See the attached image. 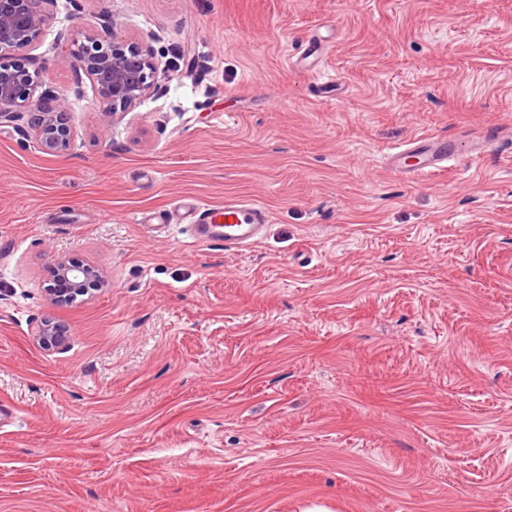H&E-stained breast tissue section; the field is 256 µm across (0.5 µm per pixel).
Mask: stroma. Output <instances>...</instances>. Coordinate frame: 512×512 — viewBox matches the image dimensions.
Returning a JSON list of instances; mask_svg holds the SVG:
<instances>
[{
  "mask_svg": "<svg viewBox=\"0 0 512 512\" xmlns=\"http://www.w3.org/2000/svg\"><path fill=\"white\" fill-rule=\"evenodd\" d=\"M106 20L164 87L115 119L53 49ZM30 55L76 136L0 125V512H512V142L465 140L512 131V0H54ZM187 197L265 233L141 223ZM61 258L105 285L54 304ZM453 140L446 136L429 135L414 139L404 148L389 150L387 160L403 179L412 181L417 176L442 172L454 158ZM416 159V162H409ZM180 216L161 214L157 219L163 228L169 224H185L191 239L200 244H221L227 250L251 244L260 238L267 222V210L257 201L228 200L224 207H214L193 197L182 202ZM172 221H175L172 223ZM35 340L42 348L47 350H64L69 345V337L61 325L44 321L35 333Z\"/></svg>",
  "mask_w": 512,
  "mask_h": 512,
  "instance_id": "1",
  "label": "stroma"
}]
</instances>
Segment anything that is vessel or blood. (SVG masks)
Here are the masks:
<instances>
[{
  "instance_id": "1",
  "label": "vessel or blood",
  "mask_w": 512,
  "mask_h": 512,
  "mask_svg": "<svg viewBox=\"0 0 512 512\" xmlns=\"http://www.w3.org/2000/svg\"><path fill=\"white\" fill-rule=\"evenodd\" d=\"M454 157L452 140L441 135L422 136L403 147L390 149L387 160L403 179L444 171ZM191 232L193 241L221 244L235 249L260 238L267 222V210L257 201L228 200L212 206L193 197L183 202L179 218Z\"/></svg>"
}]
</instances>
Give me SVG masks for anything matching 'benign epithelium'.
Here are the masks:
<instances>
[{
  "label": "benign epithelium",
  "instance_id": "obj_1",
  "mask_svg": "<svg viewBox=\"0 0 512 512\" xmlns=\"http://www.w3.org/2000/svg\"><path fill=\"white\" fill-rule=\"evenodd\" d=\"M53 3L54 0H0V121H11L15 108L34 110L31 134L50 155L66 150L75 131L66 99L42 88L41 71L26 52L39 42ZM62 58L78 77L76 93H81L79 77L86 76L100 111L107 116L115 118L131 112L144 98L161 89L159 66L153 54L112 28L104 35L88 33ZM50 275L46 292L57 304L90 296L105 283L98 269L74 260L59 261ZM35 340L47 350H64L69 345L66 331L51 321L38 326Z\"/></svg>",
  "mask_w": 512,
  "mask_h": 512
}]
</instances>
